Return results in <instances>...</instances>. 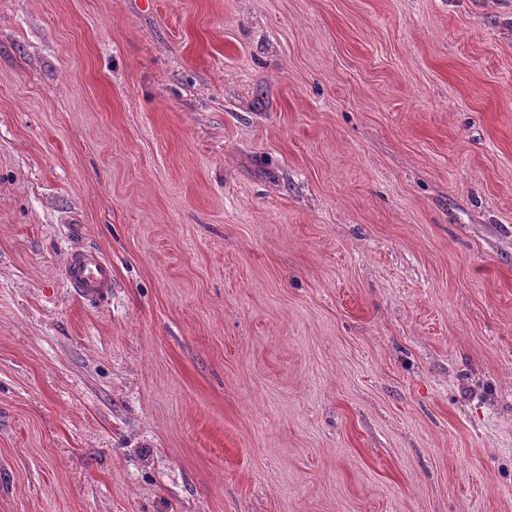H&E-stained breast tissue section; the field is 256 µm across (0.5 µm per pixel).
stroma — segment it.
<instances>
[{
	"label": "stroma",
	"mask_w": 512,
	"mask_h": 512,
	"mask_svg": "<svg viewBox=\"0 0 512 512\" xmlns=\"http://www.w3.org/2000/svg\"><path fill=\"white\" fill-rule=\"evenodd\" d=\"M0 512H512V0H0ZM65 277L87 298H96L112 288V266L91 252L73 254L65 267Z\"/></svg>",
	"instance_id": "35a3bbf8"
}]
</instances>
